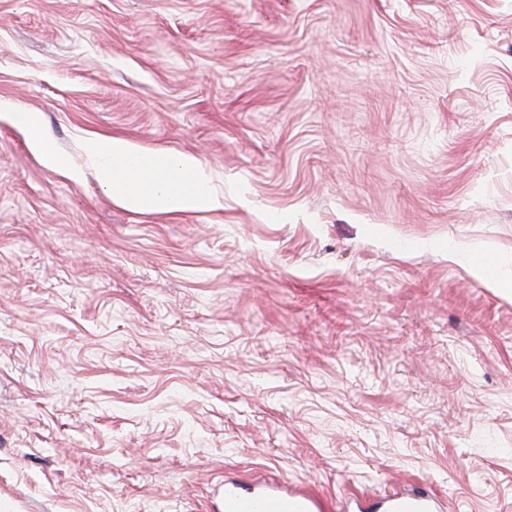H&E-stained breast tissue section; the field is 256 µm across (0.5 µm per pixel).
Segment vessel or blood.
I'll return each mask as SVG.
<instances>
[{
	"label": "vessel or blood",
	"instance_id": "vessel-or-blood-1",
	"mask_svg": "<svg viewBox=\"0 0 512 512\" xmlns=\"http://www.w3.org/2000/svg\"><path fill=\"white\" fill-rule=\"evenodd\" d=\"M352 512H445L446 501L430 490L394 488L377 500L351 497ZM333 499L307 487H294L284 480L263 476L244 482L224 479L222 512H334Z\"/></svg>",
	"mask_w": 512,
	"mask_h": 512
}]
</instances>
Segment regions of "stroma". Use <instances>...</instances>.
<instances>
[{"instance_id": "obj_1", "label": "stroma", "mask_w": 512, "mask_h": 512, "mask_svg": "<svg viewBox=\"0 0 512 512\" xmlns=\"http://www.w3.org/2000/svg\"><path fill=\"white\" fill-rule=\"evenodd\" d=\"M0 106V512H512V0H0ZM94 135L223 208L112 202ZM15 120L26 131L30 148L39 156L44 166L75 180L80 178L81 172L74 169L68 159L52 146L37 112H16ZM335 508L333 499L309 487L291 486L286 480L224 478L222 512H331ZM348 507L357 512H442L447 509V502L431 490L409 491L396 487L379 500L353 495Z\"/></svg>"}]
</instances>
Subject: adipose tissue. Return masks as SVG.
<instances>
[{
    "mask_svg": "<svg viewBox=\"0 0 512 512\" xmlns=\"http://www.w3.org/2000/svg\"><path fill=\"white\" fill-rule=\"evenodd\" d=\"M15 120L44 166L80 178V171L52 146L38 113L19 112ZM86 155L98 186L130 210L208 212L224 206L223 196L212 188L209 171L194 155L143 150L126 140L104 136L90 140Z\"/></svg>",
    "mask_w": 512,
    "mask_h": 512,
    "instance_id": "ef3b65f1",
    "label": "adipose tissue"
}]
</instances>
